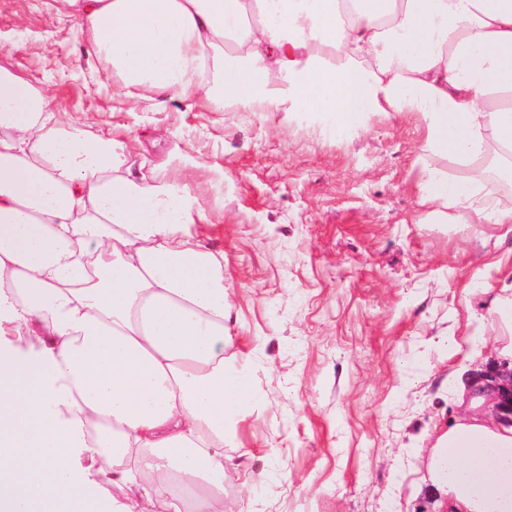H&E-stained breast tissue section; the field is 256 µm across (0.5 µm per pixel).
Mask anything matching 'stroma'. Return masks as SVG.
I'll use <instances>...</instances> for the list:
<instances>
[{"mask_svg": "<svg viewBox=\"0 0 512 512\" xmlns=\"http://www.w3.org/2000/svg\"><path fill=\"white\" fill-rule=\"evenodd\" d=\"M0 0V62L131 163L200 187L224 255V350L261 404L224 441V512H448L430 451L496 360L512 234L418 204L417 113L333 136L300 112L120 95L63 4Z\"/></svg>", "mask_w": 512, "mask_h": 512, "instance_id": "stroma-1", "label": "stroma"}]
</instances>
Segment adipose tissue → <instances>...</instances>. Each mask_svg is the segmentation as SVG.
Listing matches in <instances>:
<instances>
[{"mask_svg": "<svg viewBox=\"0 0 512 512\" xmlns=\"http://www.w3.org/2000/svg\"><path fill=\"white\" fill-rule=\"evenodd\" d=\"M117 86L213 111L426 122L419 200L512 224V0H64ZM0 65V512H91L74 449L140 512H224V439L258 406L225 366L224 255L189 185L126 174ZM457 175H449V166ZM450 512H512V427L471 414L430 458Z\"/></svg>", "mask_w": 512, "mask_h": 512, "instance_id": "1", "label": "adipose tissue"}]
</instances>
